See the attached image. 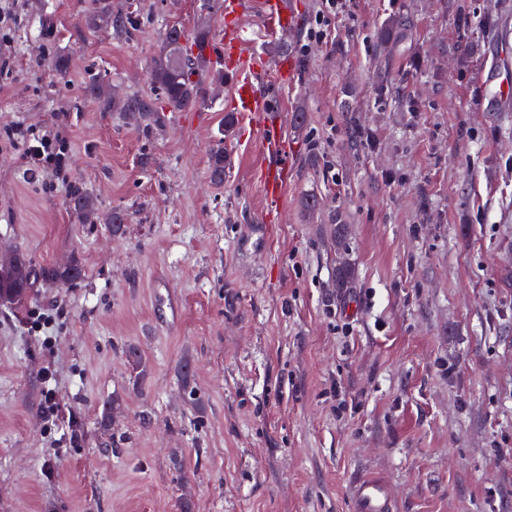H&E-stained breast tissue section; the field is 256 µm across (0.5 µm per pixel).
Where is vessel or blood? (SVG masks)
I'll return each instance as SVG.
<instances>
[{
    "label": "vessel or blood",
    "instance_id": "obj_1",
    "mask_svg": "<svg viewBox=\"0 0 512 512\" xmlns=\"http://www.w3.org/2000/svg\"><path fill=\"white\" fill-rule=\"evenodd\" d=\"M224 17L231 26L214 54L227 56L234 60L244 79L234 86V101L237 111L248 112L262 117L263 127H270L265 119L266 102L259 90L257 78L270 69L272 62L264 55L251 53L250 48L256 42L255 35L242 24L241 18L246 11V0H223ZM264 31L271 37L285 36L296 25L295 14L290 0H263ZM264 151L272 153V167L262 172L266 185L267 199L276 202L282 184L288 178L291 168L288 156L280 142L273 138H263ZM352 512H397L396 499L388 481L367 476L357 480L351 490Z\"/></svg>",
    "mask_w": 512,
    "mask_h": 512
}]
</instances>
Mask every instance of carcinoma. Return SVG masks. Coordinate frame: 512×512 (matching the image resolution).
I'll list each match as a JSON object with an SVG mask.
<instances>
[{"label":"carcinoma","instance_id":"cac0c4a2","mask_svg":"<svg viewBox=\"0 0 512 512\" xmlns=\"http://www.w3.org/2000/svg\"><path fill=\"white\" fill-rule=\"evenodd\" d=\"M207 47V34L203 30L192 37L177 27L166 30L162 46L153 59L151 80L161 90L171 111L181 112L203 104L206 98L205 91L202 82L195 79V76L211 64L205 53ZM113 104L125 112L138 114L143 122L149 119L153 112L150 103L136 96L124 99L115 97ZM225 160L222 150L215 151L211 156L210 180L216 186L224 184ZM69 205L91 224L100 219L96 200L78 188L70 194ZM9 259L16 273L13 276L7 275L3 261L0 260V300L21 305L29 298L31 264L20 253L9 255ZM45 276L48 279L74 282L82 276V267L72 263L61 269H51Z\"/></svg>","mask_w":512,"mask_h":512}]
</instances>
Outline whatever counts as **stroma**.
I'll return each instance as SVG.
<instances>
[{
    "label": "stroma",
    "mask_w": 512,
    "mask_h": 512,
    "mask_svg": "<svg viewBox=\"0 0 512 512\" xmlns=\"http://www.w3.org/2000/svg\"><path fill=\"white\" fill-rule=\"evenodd\" d=\"M220 2L18 0L0 27V129L68 144L61 176L0 148V250L35 273L0 305V512H349L364 476L398 512H512V0H345L321 41L293 0L294 32L255 43L294 66L260 85L291 164L274 206L235 73L183 112L151 80L166 27L220 42ZM69 205L90 224H94L100 219L96 200L90 194L81 191L79 188H76L70 194Z\"/></svg>",
    "instance_id": "1"
}]
</instances>
